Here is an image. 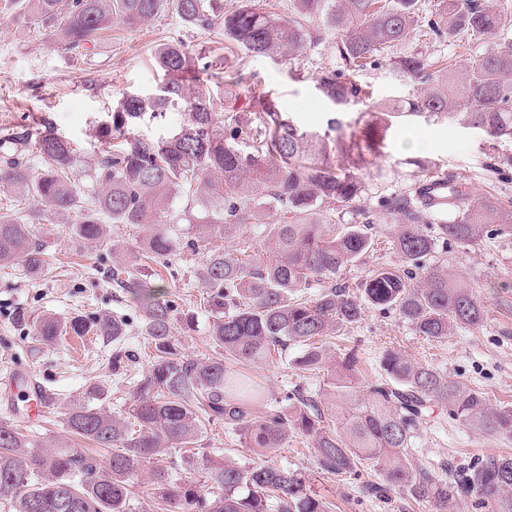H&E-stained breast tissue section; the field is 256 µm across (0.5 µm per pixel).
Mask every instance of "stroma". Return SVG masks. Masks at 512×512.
<instances>
[{"instance_id":"obj_1","label":"stroma","mask_w":512,"mask_h":512,"mask_svg":"<svg viewBox=\"0 0 512 512\" xmlns=\"http://www.w3.org/2000/svg\"><path fill=\"white\" fill-rule=\"evenodd\" d=\"M168 41L181 42L193 56L211 54L215 78L210 90L225 99L226 109L247 114L254 91L267 93L277 109L297 126L337 139L329 130L332 117L355 123L372 118L373 102H396L412 96L416 84L397 79L390 67L365 70L360 83L369 85L372 100L353 99L336 111L316 87L322 68L337 67L334 36L307 49L300 64L251 57L236 49H224V33L184 27L173 10H166L147 23L120 28L111 37L80 52L58 48L50 27L29 9H17L0 0V137L18 124L38 125L50 121L57 133L80 152L84 166H92L102 145L96 138L101 121L111 114L123 94L157 92L166 77L154 62L156 48ZM485 50L484 43L458 36H412L395 47L394 55L419 52L431 62L444 59L464 68ZM512 159V138H493L482 129L448 120L444 115L398 118L386 128L384 148L375 166L362 179L360 205L375 220H382L389 197L412 194L422 168L454 174L470 187L506 189L512 195V167L505 175L490 172L497 159ZM72 217L54 224H39L35 234L50 261L47 279L31 277L22 263L0 269V381L15 370L32 374L50 390L55 407L41 417L16 415L13 405L0 393V421L8 420L40 438L67 441L63 412L84 397L89 387L102 390V406L117 412L133 397V386L112 373V355L122 350L135 357L138 372H145L152 348L141 330V316L112 281V246L90 245L71 232ZM146 235L139 225L123 224L114 240L130 245L126 264L149 286L182 309L193 312L192 329L175 323L173 336L188 356L212 357L216 350L209 337L210 318L203 307V290L195 276L200 256L193 249L178 252L171 269L140 259L133 247ZM440 259L475 284L485 310L481 326L455 328L447 338L430 341L416 335L397 314L366 309L360 321L347 330L345 340L329 345L332 361L354 355L363 376L380 377L379 360L386 349L404 352L449 378L478 389L492 406L512 407V237L488 236L478 246L463 250L456 245L441 249ZM25 311L29 324L16 319ZM51 314L62 321L82 315L107 314L126 319L128 334L119 344L103 342L89 334L80 340L63 336L44 345L36 338L32 320ZM299 353L289 347L286 360H273L254 367L266 386L268 401L281 400L285 389L300 386L320 392L325 371L303 373L293 363ZM205 453L229 458L241 466L256 462L254 449L229 435L223 424H208L201 439ZM418 458L436 472L447 462L474 461L489 455H512V443L474 433L434 410L417 430ZM267 464L301 472L316 497L326 501L330 512H435L432 504L396 493L383 500L362 494L360 486L375 481L372 471L360 479L321 472L309 441L296 437L287 447L267 453Z\"/></svg>"}]
</instances>
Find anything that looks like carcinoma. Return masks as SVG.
I'll list each match as a JSON object with an SVG mask.
<instances>
[{
    "label": "carcinoma",
    "mask_w": 512,
    "mask_h": 512,
    "mask_svg": "<svg viewBox=\"0 0 512 512\" xmlns=\"http://www.w3.org/2000/svg\"><path fill=\"white\" fill-rule=\"evenodd\" d=\"M11 2L51 26L68 50L97 43L114 25L138 26L167 6L195 28L224 30V41L245 54L274 60L296 61L334 33L342 65L316 76L333 103L368 97L356 75L369 64L388 62L400 78L419 84L401 108L404 114H444L491 137H512V13L487 0L430 5L432 19L422 35L444 29L450 37L487 41L485 52L461 73L446 66L433 71L419 54L389 57L416 30L425 8L421 0H290L286 19L257 0H239L231 12L220 0H71L64 13L60 0ZM155 59L168 76L159 92L124 95L112 120L97 129L107 148L88 173L92 188L81 189L79 154L45 120L7 134L12 150L0 156V192L32 198L41 222L79 213L73 232L89 244L104 243L107 221L145 224L149 234L140 250L163 267L179 245L177 225H184L188 244L203 248L196 276L211 313V341L224 355L199 360L180 352L173 322L190 328L194 314L117 263L112 277L141 314L154 346L151 366L136 376L134 397L117 415L93 405L95 389L65 408L66 429L86 448L40 441L1 421L0 503L8 512H130L131 487L148 469L152 499L163 512H328L300 472L189 455L203 424L219 422L259 453L305 436L326 474L358 477L368 462L381 481L365 491L378 498L401 492L432 503L436 512H512V456L460 462L442 479L413 452L418 427L434 407L473 432L508 441L512 407L491 408L481 392L394 349L383 352L384 378L375 382L357 376L351 357L334 367L321 393L326 411L295 388L268 405L263 384L242 371L291 345L300 348L298 370L321 369L326 338L359 322L369 306L396 313L428 340L446 338L458 325L480 326L486 311L476 290L435 254L444 244L473 247L489 235L511 237L512 199L471 193L448 175V223L432 235L421 225L424 206L417 197H392L385 208L397 263L369 270L352 286L340 283L342 272L371 250L375 234L370 218L338 224L335 214L359 211L363 171L380 155L377 126L388 125L396 110L375 104V121L331 144L297 128L263 94L253 97L245 118L224 113L205 79L213 62L189 56L177 41L161 44ZM175 105L186 114L178 133L160 139L138 134L145 116L160 117ZM256 138L259 145L245 153L228 145L230 139ZM32 155L41 163L36 170ZM258 195L275 207L273 220L252 205ZM18 260L34 277L49 272L33 224L0 214V267ZM314 282L322 290L312 297L307 289ZM66 328L114 342L127 335L126 321L108 315L91 321L76 316ZM34 333L50 345L61 324L47 315L34 324ZM176 451L202 479H171L165 460ZM66 494L71 500L64 511Z\"/></svg>",
    "instance_id": "cac0c4a2"
}]
</instances>
